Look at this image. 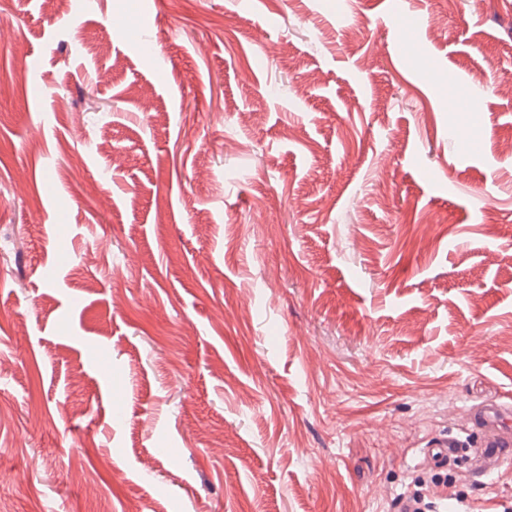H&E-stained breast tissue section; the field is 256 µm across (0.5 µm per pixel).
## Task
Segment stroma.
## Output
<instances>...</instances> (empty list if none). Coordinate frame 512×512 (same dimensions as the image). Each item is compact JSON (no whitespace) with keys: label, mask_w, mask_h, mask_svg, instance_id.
Segmentation results:
<instances>
[{"label":"stroma","mask_w":512,"mask_h":512,"mask_svg":"<svg viewBox=\"0 0 512 512\" xmlns=\"http://www.w3.org/2000/svg\"><path fill=\"white\" fill-rule=\"evenodd\" d=\"M140 12L0 0V512H396L512 406V0Z\"/></svg>","instance_id":"stroma-1"}]
</instances>
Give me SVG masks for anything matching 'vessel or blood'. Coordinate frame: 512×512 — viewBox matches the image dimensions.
Wrapping results in <instances>:
<instances>
[{"label":"vessel or blood","instance_id":"1","mask_svg":"<svg viewBox=\"0 0 512 512\" xmlns=\"http://www.w3.org/2000/svg\"><path fill=\"white\" fill-rule=\"evenodd\" d=\"M473 428L481 436L472 451L475 477L482 478L512 463V409L490 401L473 415ZM462 442L453 436H442L430 442L420 454L426 467L441 471L447 469L451 458L462 456Z\"/></svg>","mask_w":512,"mask_h":512}]
</instances>
